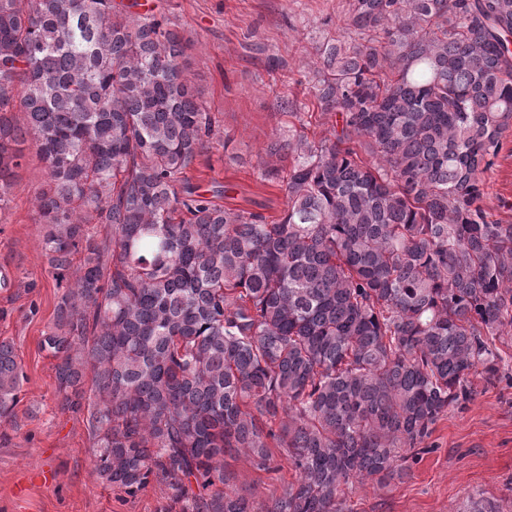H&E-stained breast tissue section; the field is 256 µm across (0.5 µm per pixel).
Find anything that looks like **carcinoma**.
I'll list each match as a JSON object with an SVG mask.
<instances>
[{
	"mask_svg": "<svg viewBox=\"0 0 512 512\" xmlns=\"http://www.w3.org/2000/svg\"><path fill=\"white\" fill-rule=\"evenodd\" d=\"M348 21L365 42L323 44L313 86L340 130L270 148L291 164L269 224L176 187L215 125L165 18L0 0V210L35 147L39 243L70 278L41 340L58 407L86 413L104 482H164V512H345L344 487L406 476L477 367L508 375L512 222L483 174L512 125V0H352ZM21 377L1 341L0 423ZM276 448L281 495L216 487L225 455L268 470Z\"/></svg>",
	"mask_w": 512,
	"mask_h": 512,
	"instance_id": "obj_1",
	"label": "carcinoma"
}]
</instances>
